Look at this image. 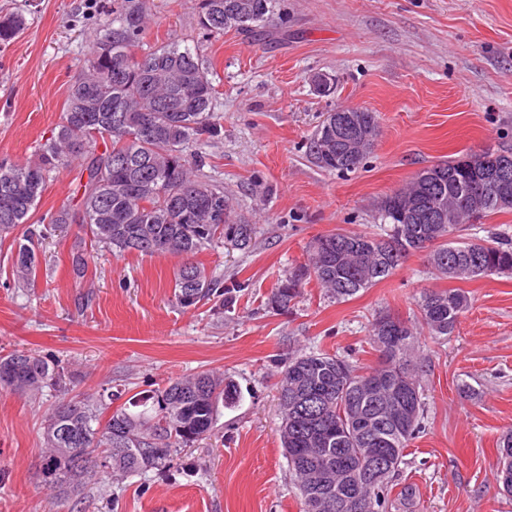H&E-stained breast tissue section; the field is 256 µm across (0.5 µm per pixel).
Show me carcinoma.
Returning a JSON list of instances; mask_svg holds the SVG:
<instances>
[{"instance_id":"1","label":"carcinoma","mask_w":512,"mask_h":512,"mask_svg":"<svg viewBox=\"0 0 512 512\" xmlns=\"http://www.w3.org/2000/svg\"><path fill=\"white\" fill-rule=\"evenodd\" d=\"M279 0H199L197 25L209 34L247 31L276 15ZM146 16L131 0H113L109 19L87 58L83 73L69 85L61 121L25 162L0 160V239L13 237L14 286L36 278L43 241L70 224L86 228L90 249L72 254V273L86 277L94 253L170 254L183 259L173 296L183 309L212 302L219 314L231 297L224 282L208 274L194 257L220 242L249 252L256 226L235 214L224 186L205 171L196 146L222 136L214 112L217 90L200 49L176 42L151 46L139 54ZM25 28L16 13L0 16V44L13 42ZM358 124L378 132L374 112L355 109ZM327 113L310 141V153L331 172L357 169L366 155L351 156L327 127ZM77 171L73 197L35 224L33 215L51 178L62 168ZM415 174L409 185L380 203L383 235L331 232L312 239L306 260L293 266L272 290L269 308L291 311L311 282L344 302L384 280L429 229L440 241L426 255L441 278L466 280L478 261L484 275L512 274V239L491 236L470 242L448 240L491 215L512 210V149H485L438 161ZM441 198L444 209L433 201ZM460 289L425 293L416 319L398 318L403 342L386 350L387 319L377 315L371 340L378 352L373 366L359 367L327 351L297 354L282 362L276 383L282 413L281 443L296 481L302 512H336L327 507L336 494L352 502L344 512H386L393 479L410 443L424 430V403L415 356L417 336L454 331L467 309ZM67 391L64 369L25 350L0 354V389L38 395L44 388ZM121 392L83 393L61 400L44 426L46 452L40 473L60 498L78 497L101 478L124 479L162 469L170 457L208 435L219 407H232L242 391L224 375L201 371L169 380L147 395L137 393L112 404ZM343 453L349 465L336 467ZM512 457V432L498 445L496 483L506 482L504 454ZM329 472L330 483L311 492L305 478Z\"/></svg>"}]
</instances>
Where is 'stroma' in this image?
I'll return each mask as SVG.
<instances>
[{
	"mask_svg": "<svg viewBox=\"0 0 512 512\" xmlns=\"http://www.w3.org/2000/svg\"><path fill=\"white\" fill-rule=\"evenodd\" d=\"M147 45L192 40L210 62L219 96V140L202 145L207 171L238 214L255 224L251 252L216 244L196 260L225 282H246L222 314L209 303L173 302L180 257L95 255L75 279L78 226L43 245L35 282L14 287L0 241V350L60 360L70 394L124 397L172 378L212 370L243 393L212 432L179 451L164 471L115 482L81 499H56L39 463L44 420L60 400L0 390V512H300L283 455L276 396L291 352L329 351L361 366L377 354L370 321L408 317L426 291L464 290L470 300L448 338L420 335L425 431L397 478L412 498L397 512H512L494 480L499 437L512 430V275L452 281L413 254L387 279L345 302L316 284L292 312L268 297L304 262L316 236L336 229L381 232L378 205L436 161L512 148V0H280V16L248 33L208 36L198 0H142ZM112 0H0L26 27L0 47V158L24 162L59 123ZM335 81L318 95L311 75ZM363 108L380 134L362 167L320 168L309 142L327 112ZM468 384L472 397L459 392Z\"/></svg>",
	"mask_w": 512,
	"mask_h": 512,
	"instance_id": "1",
	"label": "stroma"
}]
</instances>
